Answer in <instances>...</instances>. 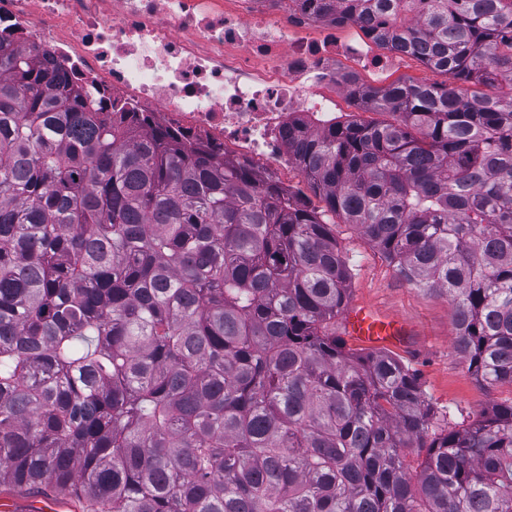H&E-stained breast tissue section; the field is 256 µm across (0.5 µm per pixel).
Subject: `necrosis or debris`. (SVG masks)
I'll return each mask as SVG.
<instances>
[{
	"label": "necrosis or debris",
	"instance_id": "obj_1",
	"mask_svg": "<svg viewBox=\"0 0 512 512\" xmlns=\"http://www.w3.org/2000/svg\"><path fill=\"white\" fill-rule=\"evenodd\" d=\"M0 36L46 52L105 102L256 169H288V130L335 122L343 67L394 68L306 0H0Z\"/></svg>",
	"mask_w": 512,
	"mask_h": 512
}]
</instances>
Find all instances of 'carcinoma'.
<instances>
[{
  "label": "carcinoma",
  "instance_id": "cac0c4a2",
  "mask_svg": "<svg viewBox=\"0 0 512 512\" xmlns=\"http://www.w3.org/2000/svg\"><path fill=\"white\" fill-rule=\"evenodd\" d=\"M441 84H356L393 120L288 131L324 207L140 129L0 40V486L79 512H512V397L441 425L418 375L336 339L330 216L448 297L512 388V0H313ZM424 458L413 467L410 450Z\"/></svg>",
  "mask_w": 512,
  "mask_h": 512
}]
</instances>
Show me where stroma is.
<instances>
[{"instance_id": "stroma-1", "label": "stroma", "mask_w": 512, "mask_h": 512, "mask_svg": "<svg viewBox=\"0 0 512 512\" xmlns=\"http://www.w3.org/2000/svg\"><path fill=\"white\" fill-rule=\"evenodd\" d=\"M439 84L443 74L414 57L402 59L391 71L362 69L361 84L384 87L397 79ZM351 268L348 306L365 307L398 321L407 331L387 349L419 376L427 400L450 426H465L492 405L512 396V389L490 387L472 376L455 353L453 307L446 297L423 292L407 283L358 230L349 224L333 226ZM0 512H78L74 503L51 496L34 497L0 487Z\"/></svg>"}]
</instances>
